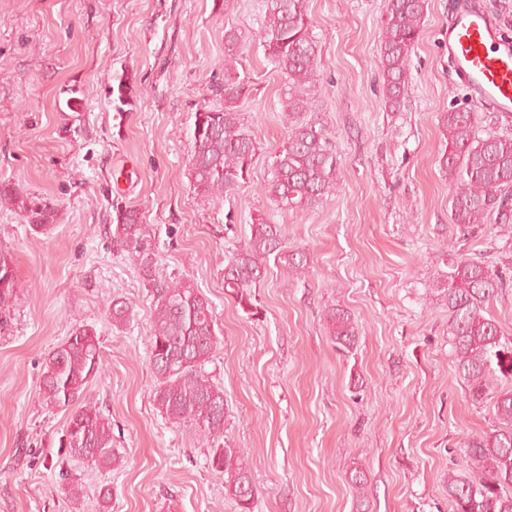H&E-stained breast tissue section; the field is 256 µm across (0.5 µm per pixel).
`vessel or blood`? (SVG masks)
<instances>
[{
    "instance_id": "vessel-or-blood-1",
    "label": "vessel or blood",
    "mask_w": 512,
    "mask_h": 512,
    "mask_svg": "<svg viewBox=\"0 0 512 512\" xmlns=\"http://www.w3.org/2000/svg\"><path fill=\"white\" fill-rule=\"evenodd\" d=\"M448 58L476 104L512 113V42L500 40L475 0H461L448 27Z\"/></svg>"
}]
</instances>
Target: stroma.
<instances>
[{
  "label": "stroma",
  "mask_w": 512,
  "mask_h": 512,
  "mask_svg": "<svg viewBox=\"0 0 512 512\" xmlns=\"http://www.w3.org/2000/svg\"><path fill=\"white\" fill-rule=\"evenodd\" d=\"M459 2L429 0L393 112L380 71L386 0H307L319 46L312 117L336 142L339 189L300 218L263 191L287 117L283 77L258 40L262 0H0V181L58 212L37 232L0 207V250L18 281L0 314V512H237L208 445L153 404L152 299L112 244L116 199L140 210L160 274L193 280L212 302L206 369L224 388V439L245 452L253 512H451L448 471L467 437L490 431L496 397L469 398L448 308L430 288L459 254L512 270V241L494 223L454 224L440 166L448 110L476 112L478 135L512 136V117L475 107L448 60ZM230 27L259 152L245 187L206 198L188 176L193 115L224 104L213 87ZM125 76L138 96L118 112L111 91ZM260 215L281 225L285 256L267 262L252 316L225 295L223 272ZM296 251L310 264L299 279L285 262ZM116 300L131 311L119 328ZM332 308L359 325L352 350L329 336ZM84 323L101 339L103 371L84 397L112 423L118 464L107 469L65 455L69 413L40 391L45 358Z\"/></svg>",
  "instance_id": "obj_1"
}]
</instances>
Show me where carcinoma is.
I'll return each mask as SVG.
<instances>
[{
  "mask_svg": "<svg viewBox=\"0 0 512 512\" xmlns=\"http://www.w3.org/2000/svg\"><path fill=\"white\" fill-rule=\"evenodd\" d=\"M428 0H387L382 17L380 64L390 111L400 110L408 93L409 62L419 42ZM260 45L283 75L288 133L274 152L271 178L264 192L277 209L307 215L338 188L336 143L311 111L312 88L319 79L318 47L306 0H264ZM238 32L224 31V82L216 93L224 106L194 113L193 153L189 177L203 197L222 196L248 182L258 144L242 124L240 103L250 94L242 70ZM118 112L134 105L133 86L121 80L112 87ZM447 144L440 158L453 188L452 219L463 230L496 217L501 236L512 240V136L476 134V113H444ZM0 206L18 209L39 231L54 224L56 210L46 200L28 197L10 182H0ZM112 239L129 259L139 263L150 288L153 319L149 359L156 380L153 404L174 422H187L211 445L209 466L224 474V495L239 512H252L255 489L243 450L224 443V389L205 370L217 345L209 298L186 277L156 275L138 210L112 203ZM282 228L263 216L253 220L250 236L224 265V290L244 312L255 315L253 288L270 257H282ZM17 280L10 255L0 251V309L9 306ZM506 286L503 272L459 256L448 271L437 274L432 291L448 306V343L454 367L468 396L482 400L497 393L493 431L468 440L463 464L448 470L452 512H512V339L502 334L487 308ZM331 339L345 350L358 339L348 312L327 311ZM100 338L82 326L45 359L41 394L47 405L72 412L60 446L70 458L98 467L117 462L112 423L92 402L79 401L87 385L103 370Z\"/></svg>",
  "mask_w": 512,
  "mask_h": 512,
  "instance_id": "cac0c4a2",
  "label": "carcinoma"
}]
</instances>
